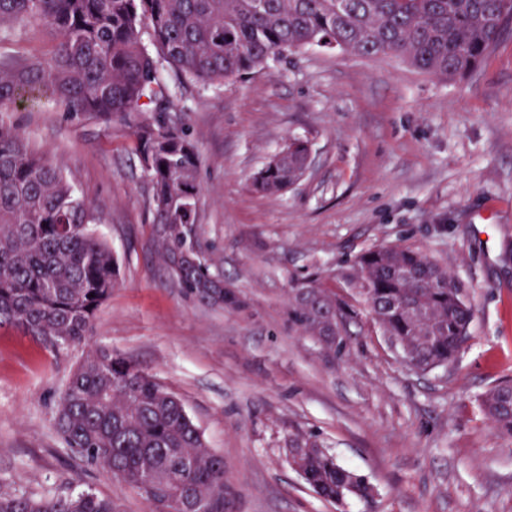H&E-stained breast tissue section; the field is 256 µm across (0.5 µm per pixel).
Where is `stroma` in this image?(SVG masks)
Instances as JSON below:
<instances>
[{"label": "stroma", "instance_id": "1", "mask_svg": "<svg viewBox=\"0 0 512 512\" xmlns=\"http://www.w3.org/2000/svg\"><path fill=\"white\" fill-rule=\"evenodd\" d=\"M45 25L0 40V58L48 55ZM199 241L238 306L186 295L158 258L151 183L134 150L138 113L106 123L45 102L15 112L31 143L104 208L97 232L119 263L87 344L61 351L0 328V487L35 497L93 488L117 512L140 494L57 434V400L90 345L175 392L224 459V512H512V440L483 395L512 382V23L471 73L448 80L392 56L306 47L242 79L186 82ZM309 140L302 179L264 194L251 178L286 142ZM411 246L456 275L475 316L448 364L412 367L359 294L357 259ZM314 284L353 309L327 352L290 322ZM318 443L369 482L334 504L302 480L291 439Z\"/></svg>", "mask_w": 512, "mask_h": 512}]
</instances>
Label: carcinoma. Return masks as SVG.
Returning a JSON list of instances; mask_svg holds the SVG:
<instances>
[{
	"label": "carcinoma",
	"mask_w": 512,
	"mask_h": 512,
	"mask_svg": "<svg viewBox=\"0 0 512 512\" xmlns=\"http://www.w3.org/2000/svg\"><path fill=\"white\" fill-rule=\"evenodd\" d=\"M512 21V0H0V39L15 27L48 25L56 40L45 57L0 61V326L20 327L58 351L94 332L112 294L118 262L94 225L100 211L47 156L32 147L13 112L23 99L65 112L112 117L174 104L191 79L211 82L265 68L276 53L303 47L365 57L396 56L446 78L474 71ZM134 149L152 184L153 223L166 225L159 255L199 257L170 270L180 287L224 305V276L201 256L200 157L188 130L169 113L135 126ZM308 141L293 137L254 177L278 193L306 173ZM369 313L391 303L380 321L405 357L426 370L450 361L473 319L462 283L420 250L378 247L358 258ZM418 305L417 319L407 307ZM336 296L310 288L295 298L297 330L336 349ZM482 407L512 439V387L490 389ZM55 429L90 465L136 488L149 512L204 504L224 512V459L207 447L182 400L154 375L107 347L91 349L71 372L56 405ZM290 461L320 497L373 498V487L313 442L288 449ZM151 474L149 487L142 476ZM0 512H115L92 490L34 498L0 489Z\"/></svg>",
	"instance_id": "1"
}]
</instances>
